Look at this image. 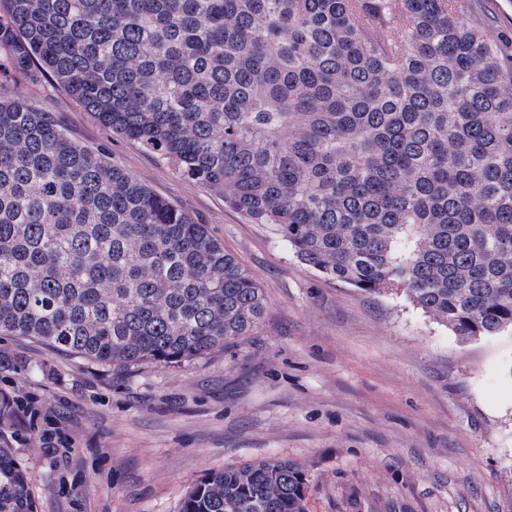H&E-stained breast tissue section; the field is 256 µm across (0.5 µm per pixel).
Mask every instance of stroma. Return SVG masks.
I'll use <instances>...</instances> for the list:
<instances>
[{"label": "stroma", "instance_id": "stroma-1", "mask_svg": "<svg viewBox=\"0 0 512 512\" xmlns=\"http://www.w3.org/2000/svg\"><path fill=\"white\" fill-rule=\"evenodd\" d=\"M0 94L207 225L268 302L252 336L180 365L1 337L0 447L37 512H179L208 472L268 457L305 472L306 512H512V333L463 341L404 298L328 280L51 80Z\"/></svg>", "mask_w": 512, "mask_h": 512}]
</instances>
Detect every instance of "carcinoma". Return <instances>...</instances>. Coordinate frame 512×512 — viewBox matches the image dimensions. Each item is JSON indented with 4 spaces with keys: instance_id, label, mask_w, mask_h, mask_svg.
<instances>
[{
    "instance_id": "cac0c4a2",
    "label": "carcinoma",
    "mask_w": 512,
    "mask_h": 512,
    "mask_svg": "<svg viewBox=\"0 0 512 512\" xmlns=\"http://www.w3.org/2000/svg\"><path fill=\"white\" fill-rule=\"evenodd\" d=\"M0 79L51 77L303 264L463 341L512 332V23L484 0H0ZM267 309L206 225L0 97V336L178 364ZM270 457L180 512H306ZM0 512H35L0 448Z\"/></svg>"
}]
</instances>
